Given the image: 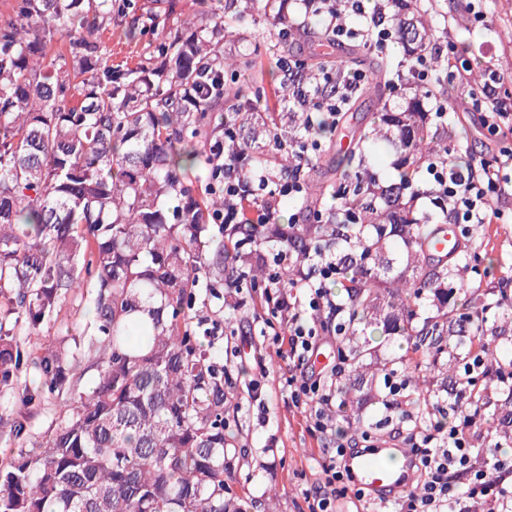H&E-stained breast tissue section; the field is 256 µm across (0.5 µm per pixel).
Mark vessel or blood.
<instances>
[{
	"label": "vessel or blood",
	"instance_id": "obj_1",
	"mask_svg": "<svg viewBox=\"0 0 512 512\" xmlns=\"http://www.w3.org/2000/svg\"><path fill=\"white\" fill-rule=\"evenodd\" d=\"M463 240L457 226L444 229L436 249L448 260H455L461 253ZM346 464L355 476L358 486L375 501H389L407 488L415 472L414 460L409 452L391 457L388 449L375 448L347 457Z\"/></svg>",
	"mask_w": 512,
	"mask_h": 512
}]
</instances>
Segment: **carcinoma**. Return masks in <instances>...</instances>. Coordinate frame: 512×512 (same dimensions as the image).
Returning a JSON list of instances; mask_svg holds the SVG:
<instances>
[{
    "mask_svg": "<svg viewBox=\"0 0 512 512\" xmlns=\"http://www.w3.org/2000/svg\"><path fill=\"white\" fill-rule=\"evenodd\" d=\"M199 0L181 20L178 0L159 12L132 0H12L0 12V385L18 380L23 355L12 343L15 314L35 329L58 313L65 294L88 279L95 288V332L78 351L47 348L36 362L51 396L81 378L80 358L97 364L96 382L65 403V416L39 450L0 475V512H235L246 500L231 489L236 437L226 431L224 364L194 311L205 295L265 282V266L249 252L286 249L299 281L314 263L336 256L347 372L372 355L368 336H397L408 348L390 364L434 367L451 348L488 335L487 314L512 309L507 285H454L446 261L425 249L448 223V198L420 188L437 132L413 100L401 112L365 117L336 128L332 156L307 160L308 198L336 200L334 224H214L224 197L204 195L198 140L238 136L242 167L292 172L288 152L257 146L271 133L286 147L305 133L330 132L323 114L286 112L267 126L260 101L243 88L229 94L224 16ZM433 5L388 0L401 59L380 56L365 35L346 48L370 72L380 97L409 63L433 52L425 30ZM121 28L143 43L137 60L112 64L99 32ZM60 44L54 48V44ZM322 53L299 61L311 71L342 70ZM227 122H215L225 101ZM383 135L398 155V181L381 186L369 168V146ZM348 145H343L344 138ZM426 195L432 209L420 211ZM245 245L233 254L228 239ZM388 311L377 317L378 310ZM143 313L148 319H136ZM425 410L435 392L416 387Z\"/></svg>",
    "mask_w": 512,
    "mask_h": 512,
    "instance_id": "cac0c4a2",
    "label": "carcinoma"
}]
</instances>
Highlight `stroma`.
Segmentation results:
<instances>
[{
	"label": "stroma",
	"instance_id": "35a3bbf8",
	"mask_svg": "<svg viewBox=\"0 0 512 512\" xmlns=\"http://www.w3.org/2000/svg\"><path fill=\"white\" fill-rule=\"evenodd\" d=\"M437 4L430 17L432 33H439L447 22L452 25L453 36L469 29L475 33L463 53L470 62L474 88H481L487 81L486 68L491 65L497 69L503 88L512 91V40L503 37L504 32H512V0H480L478 7L487 16L483 23L467 13L464 0H437ZM282 53L277 37L255 38L246 24L224 39L225 56L252 61L251 67L240 74L239 83L267 98L280 87L282 74L277 60ZM448 99L454 109L443 113L439 125L465 129L473 156L491 157L494 136L481 128L475 115L467 113L458 88H451ZM470 241L483 261L494 263L496 275L512 279V223L474 226ZM93 297L90 287L69 293L57 318L35 330L17 324L15 340L24 353V362L18 383L0 386V472L9 470L20 457L33 454L36 446L57 429L61 408L55 399L44 396L27 403L23 390L34 386L37 372L33 360L44 349H73L76 339L91 333ZM198 310L205 319L219 321L223 327L215 342L223 352L224 372L230 380L227 390L234 395L229 426L246 447L235 471L234 488L246 489L249 499L256 503L252 512H300L319 449L305 431L303 410L293 405L287 392L278 386L280 376L288 371V362L264 334L263 311L250 303L233 310L210 300ZM464 355V350L452 351L442 366L432 370L401 366L397 375L408 385L430 387L439 392L442 401L452 402L462 390ZM242 359L251 368L249 374L238 369ZM344 396L349 408L341 424L350 435L370 437L378 447H401V440L393 436L401 422L386 420L383 393L370 391L367 384L350 377L344 381ZM16 420L25 425L19 435L10 430Z\"/></svg>",
	"mask_w": 512,
	"mask_h": 512
}]
</instances>
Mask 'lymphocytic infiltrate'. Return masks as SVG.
I'll list each match as a JSON object with an SVG mask.
<instances>
[{
  "instance_id": "obj_1",
  "label": "lymphocytic infiltrate",
  "mask_w": 512,
  "mask_h": 512,
  "mask_svg": "<svg viewBox=\"0 0 512 512\" xmlns=\"http://www.w3.org/2000/svg\"><path fill=\"white\" fill-rule=\"evenodd\" d=\"M384 0H303L304 9H317L327 29L345 34L349 17L368 21L367 29L380 47L393 38L389 27L379 25L384 15ZM285 78L296 79L297 89L287 98V109L305 112L317 107L328 120H335L348 100L366 79L364 71L351 68L341 75L309 73L296 77L291 65H283ZM457 86L468 94L469 111L478 113L484 129L505 141V148L492 160L467 171L456 169L452 159L430 163L427 172L434 184L448 194V211L457 224H490L512 217V96L500 94L496 85L484 84L481 92L470 90V69L454 70ZM238 147L228 139L210 145L207 190H222V224L273 223L282 201L298 199L305 193L304 180L267 171L243 170ZM279 268L273 286L255 289V305L267 312V326L279 355L292 367L283 386L295 406L306 414L307 432L321 450L314 462V479L304 500L306 512H476V505L487 512H512V470L488 472L486 460L477 453L481 435L475 421L441 417L431 413L429 420L417 419L404 405L403 387L391 383L387 411L399 412L409 422L403 440L414 455L420 480L398 500L386 503L367 498L356 487L345 464L349 451L357 444L338 426L348 413L341 399L346 372L338 362L329 372L308 373L306 361L328 337L336 333V297L325 283L330 278L333 258L321 260L316 282L303 297L290 299L285 291L290 261L287 255L275 256Z\"/></svg>"
}]
</instances>
